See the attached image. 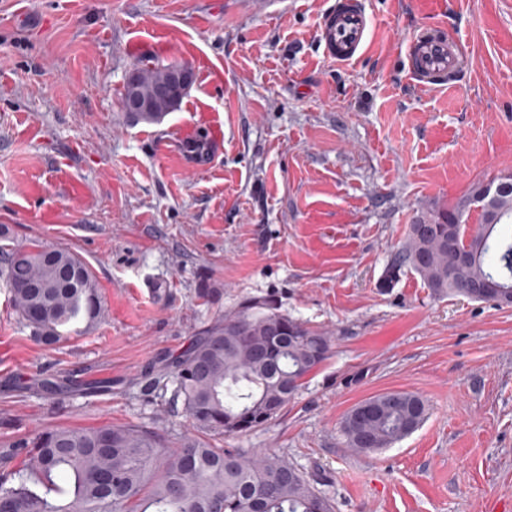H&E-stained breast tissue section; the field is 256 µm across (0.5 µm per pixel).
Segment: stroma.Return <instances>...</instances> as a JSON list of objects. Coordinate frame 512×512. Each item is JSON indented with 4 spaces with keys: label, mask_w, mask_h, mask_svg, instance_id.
<instances>
[{
    "label": "stroma",
    "mask_w": 512,
    "mask_h": 512,
    "mask_svg": "<svg viewBox=\"0 0 512 512\" xmlns=\"http://www.w3.org/2000/svg\"><path fill=\"white\" fill-rule=\"evenodd\" d=\"M336 0H0V245L71 250L104 308L89 334L46 344L0 284V449L47 428L139 425L178 447L181 404L133 388L247 297L332 339L269 425L211 435L272 450L336 512L512 508V306L431 294L408 271L378 282L418 212L512 172V0H366L360 57L319 40ZM465 59L445 89L404 65L429 23ZM166 31L171 51L131 53ZM194 67L224 143L179 155L188 103L130 121L119 91L138 58ZM83 186L69 196L63 185ZM215 301L197 297L201 282ZM70 384L49 398L45 377ZM386 392L429 404L414 433L346 447L345 414Z\"/></svg>",
    "instance_id": "obj_1"
}]
</instances>
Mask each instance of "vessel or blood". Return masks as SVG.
<instances>
[{
  "mask_svg": "<svg viewBox=\"0 0 512 512\" xmlns=\"http://www.w3.org/2000/svg\"><path fill=\"white\" fill-rule=\"evenodd\" d=\"M320 38L327 58L348 62L359 56L368 35V17L363 0H336L334 10L324 15ZM409 72L420 86L450 85L459 71L462 52L454 38L444 32L419 35L408 47Z\"/></svg>",
  "mask_w": 512,
  "mask_h": 512,
  "instance_id": "1",
  "label": "vessel or blood"
}]
</instances>
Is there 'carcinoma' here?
<instances>
[{
  "instance_id": "1",
  "label": "carcinoma",
  "mask_w": 512,
  "mask_h": 512,
  "mask_svg": "<svg viewBox=\"0 0 512 512\" xmlns=\"http://www.w3.org/2000/svg\"><path fill=\"white\" fill-rule=\"evenodd\" d=\"M177 64L141 59L136 86L156 99V111L136 123H155L173 111L157 98ZM511 185L489 196L479 224H468L475 183L453 205L420 212L387 263L378 287L392 288L415 272L436 296L485 281V296L512 305ZM467 249L455 262L448 240ZM0 278L30 334L47 343L93 329L102 314L97 281L77 254L58 247L11 248L0 253ZM330 340L283 313L270 298H247L174 357L155 381L197 431L244 434L269 424L292 400L304 378L328 356ZM429 414L419 395L386 392L355 405L341 431L360 453L390 448L422 426ZM23 466L0 479V512H335L333 498L283 456L217 448L195 438L170 448L158 433L137 425L45 430L7 450Z\"/></svg>"
}]
</instances>
